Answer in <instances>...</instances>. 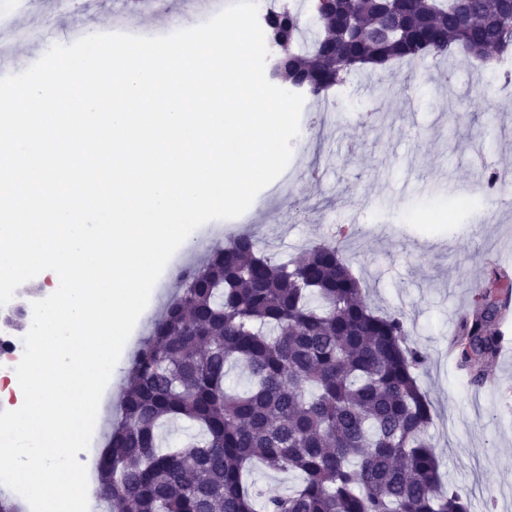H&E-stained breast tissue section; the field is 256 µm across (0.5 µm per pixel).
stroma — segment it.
<instances>
[{"mask_svg": "<svg viewBox=\"0 0 512 512\" xmlns=\"http://www.w3.org/2000/svg\"><path fill=\"white\" fill-rule=\"evenodd\" d=\"M58 4L29 0L13 15V30L29 31V39L0 29V77L38 61V34ZM60 11L51 37L63 44L91 25L116 30L114 0ZM193 13L184 0H153L134 28L168 35L197 26ZM352 80L354 98L305 99L287 168L243 215L201 226L191 247L171 257L112 373L110 412H119L131 359L175 296L179 272L243 230L271 242L276 259L287 261L326 238L337 217L359 230L342 258L366 301L376 312L402 313L409 344L427 356L418 383L431 402L429 435L445 487L470 512H512V351L485 365L480 387L448 354V335L471 313L475 287L496 271L512 280V200L471 191L482 162L512 169V85L463 56L394 62ZM361 100L381 104L383 116L361 123ZM367 209L380 223H360Z\"/></svg>", "mask_w": 512, "mask_h": 512, "instance_id": "obj_1", "label": "stroma"}]
</instances>
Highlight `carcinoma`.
Segmentation results:
<instances>
[{
  "label": "carcinoma",
  "mask_w": 512,
  "mask_h": 512,
  "mask_svg": "<svg viewBox=\"0 0 512 512\" xmlns=\"http://www.w3.org/2000/svg\"><path fill=\"white\" fill-rule=\"evenodd\" d=\"M305 45L301 12L266 17L280 79L320 102L329 80L369 65L463 54L512 56L504 0H347L316 16ZM182 288L136 352L97 473L112 512H469L442 482L418 385L423 354L399 313L379 314L340 247L320 243L287 262L242 234L184 272ZM511 283L478 287L456 340L480 385L501 349ZM241 364L247 386L227 383ZM298 473L265 496L249 468Z\"/></svg>",
  "instance_id": "cac0c4a2"
}]
</instances>
